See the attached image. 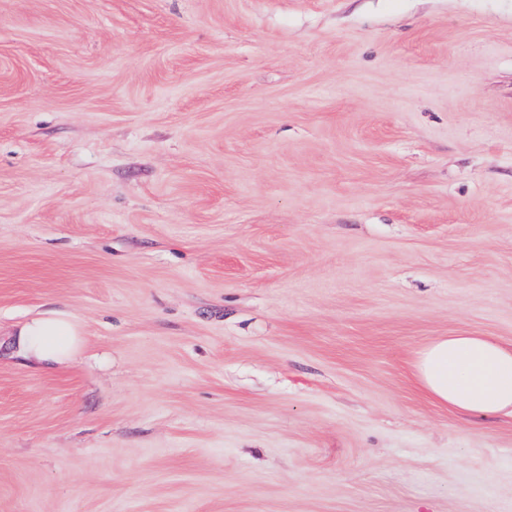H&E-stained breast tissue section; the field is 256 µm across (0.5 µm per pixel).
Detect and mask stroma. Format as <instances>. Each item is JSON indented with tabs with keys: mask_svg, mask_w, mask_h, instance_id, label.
I'll return each mask as SVG.
<instances>
[{
	"mask_svg": "<svg viewBox=\"0 0 512 512\" xmlns=\"http://www.w3.org/2000/svg\"><path fill=\"white\" fill-rule=\"evenodd\" d=\"M457 334L512 345V0H0V512H512ZM82 342L83 336L75 324L50 318L25 321L12 335L15 354L46 370L68 362ZM414 377L431 401L467 417L512 416V346L441 336L418 354Z\"/></svg>",
	"mask_w": 512,
	"mask_h": 512,
	"instance_id": "1",
	"label": "stroma"
}]
</instances>
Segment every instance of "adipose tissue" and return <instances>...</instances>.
<instances>
[{
  "instance_id": "adipose-tissue-1",
  "label": "adipose tissue",
  "mask_w": 512,
  "mask_h": 512,
  "mask_svg": "<svg viewBox=\"0 0 512 512\" xmlns=\"http://www.w3.org/2000/svg\"><path fill=\"white\" fill-rule=\"evenodd\" d=\"M82 342L75 324L50 318L25 321L12 335L15 354L46 370L68 362ZM414 377L437 405L469 417L512 416V346L485 336H442L418 354Z\"/></svg>"
}]
</instances>
